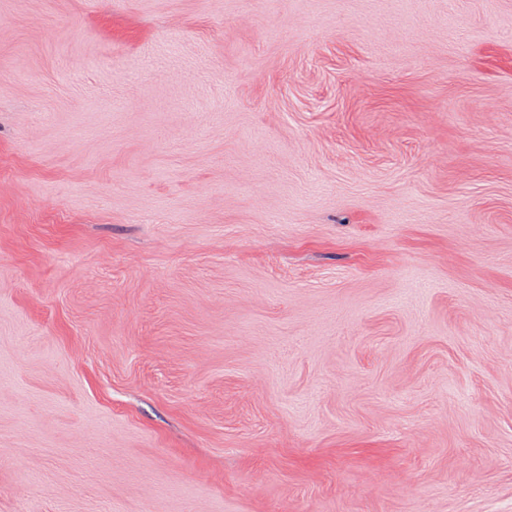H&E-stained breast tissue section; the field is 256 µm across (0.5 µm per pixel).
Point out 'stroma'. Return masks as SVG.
Listing matches in <instances>:
<instances>
[{"mask_svg": "<svg viewBox=\"0 0 512 512\" xmlns=\"http://www.w3.org/2000/svg\"><path fill=\"white\" fill-rule=\"evenodd\" d=\"M0 512H512V0H0Z\"/></svg>", "mask_w": 512, "mask_h": 512, "instance_id": "obj_1", "label": "stroma"}]
</instances>
